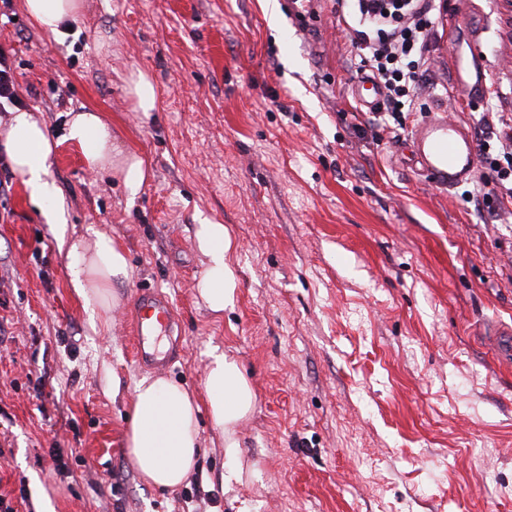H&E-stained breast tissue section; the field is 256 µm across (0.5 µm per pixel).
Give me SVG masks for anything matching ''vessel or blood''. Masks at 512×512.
I'll list each match as a JSON object with an SVG mask.
<instances>
[{"label": "vessel or blood", "mask_w": 512, "mask_h": 512, "mask_svg": "<svg viewBox=\"0 0 512 512\" xmlns=\"http://www.w3.org/2000/svg\"><path fill=\"white\" fill-rule=\"evenodd\" d=\"M456 88L469 100L480 102L486 98L488 89L479 55L472 53L460 58ZM351 93L359 107L370 111L383 98L380 85L365 74L353 81ZM406 144L414 162L435 186L452 190L477 175L478 151L474 136L470 128L452 120L447 113H429L411 129ZM134 309L135 360L159 369L165 368L167 356L152 349L148 339L166 334L176 323L173 304L158 290L141 289L134 296Z\"/></svg>", "instance_id": "obj_1"}]
</instances>
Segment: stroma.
Segmentation results:
<instances>
[{"instance_id": "1", "label": "stroma", "mask_w": 512, "mask_h": 512, "mask_svg": "<svg viewBox=\"0 0 512 512\" xmlns=\"http://www.w3.org/2000/svg\"><path fill=\"white\" fill-rule=\"evenodd\" d=\"M299 17L277 0H81L63 34L10 0L0 47L23 107L58 145L50 176L68 232L122 243L131 268L112 330L73 291L58 229L0 148V503L11 512H512V369L488 335L512 325V217L479 215L463 188L430 184L380 133L350 86L362 68L334 0ZM483 21L475 50L512 113V12L503 0H444ZM440 22L418 104L477 127L459 94L465 41ZM141 70L156 112L133 109ZM95 110L148 182L129 197L63 138ZM230 228L232 305L197 296L196 227ZM174 304L181 351L165 376L205 397L212 349L256 393L238 436L249 465L225 483L222 439L200 419L196 470L148 486L124 447L129 398L152 376L130 334L138 289ZM120 392H113V380ZM60 455L64 469L54 470ZM127 92L134 102L137 112L149 114L158 108V95L150 77L138 70L126 79Z\"/></svg>"}]
</instances>
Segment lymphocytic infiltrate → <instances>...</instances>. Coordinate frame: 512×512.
Listing matches in <instances>:
<instances>
[{"label":"lymphocytic infiltrate","instance_id":"1","mask_svg":"<svg viewBox=\"0 0 512 512\" xmlns=\"http://www.w3.org/2000/svg\"><path fill=\"white\" fill-rule=\"evenodd\" d=\"M357 23L347 46L385 89L378 109L381 129L396 132L414 111L422 84L434 65L438 23L436 0H338ZM484 170L469 198L479 212L512 211V115L498 116L480 148Z\"/></svg>","mask_w":512,"mask_h":512}]
</instances>
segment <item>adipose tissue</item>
<instances>
[{
    "instance_id": "obj_1",
    "label": "adipose tissue",
    "mask_w": 512,
    "mask_h": 512,
    "mask_svg": "<svg viewBox=\"0 0 512 512\" xmlns=\"http://www.w3.org/2000/svg\"><path fill=\"white\" fill-rule=\"evenodd\" d=\"M79 4L80 0H23L28 16L52 34L59 33L64 21L76 15ZM64 138L79 145L90 169L115 172L129 196H136L143 188L148 177L144 157L131 149H118L111 124L99 113H69ZM0 142L48 222L64 223L60 190L48 173L56 143L45 125L32 112L16 110L0 133ZM196 241L205 259L198 295L211 312L222 313L232 304L236 286L228 263L233 246L230 231L208 220L199 226ZM59 247L65 252L72 286L83 300L92 325L109 330L115 301L112 285L130 274L124 246L99 234L91 243L82 237L64 238ZM205 395L206 404L201 407L181 385L166 377H145L136 383L125 446L147 484L174 489L194 471L200 448L198 414L203 410L224 441V455L230 462L228 480H241L246 464L240 457L238 427L253 413L256 395L234 357L216 349L209 352Z\"/></svg>"
}]
</instances>
